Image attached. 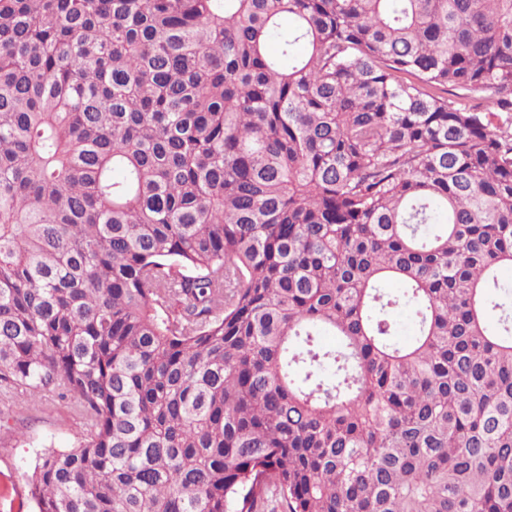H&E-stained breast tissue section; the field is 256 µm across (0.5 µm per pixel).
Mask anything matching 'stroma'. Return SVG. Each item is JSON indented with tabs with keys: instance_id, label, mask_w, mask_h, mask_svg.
<instances>
[{
	"instance_id": "obj_1",
	"label": "stroma",
	"mask_w": 512,
	"mask_h": 512,
	"mask_svg": "<svg viewBox=\"0 0 512 512\" xmlns=\"http://www.w3.org/2000/svg\"><path fill=\"white\" fill-rule=\"evenodd\" d=\"M80 420L71 397L29 400L16 390L0 389V512H37L26 476L46 448H68Z\"/></svg>"
}]
</instances>
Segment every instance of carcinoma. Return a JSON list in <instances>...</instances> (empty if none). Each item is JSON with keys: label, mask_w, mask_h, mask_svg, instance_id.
<instances>
[{"label": "carcinoma", "mask_w": 512, "mask_h": 512, "mask_svg": "<svg viewBox=\"0 0 512 512\" xmlns=\"http://www.w3.org/2000/svg\"><path fill=\"white\" fill-rule=\"evenodd\" d=\"M503 266L512 0H0L38 512H512Z\"/></svg>", "instance_id": "cac0c4a2"}]
</instances>
